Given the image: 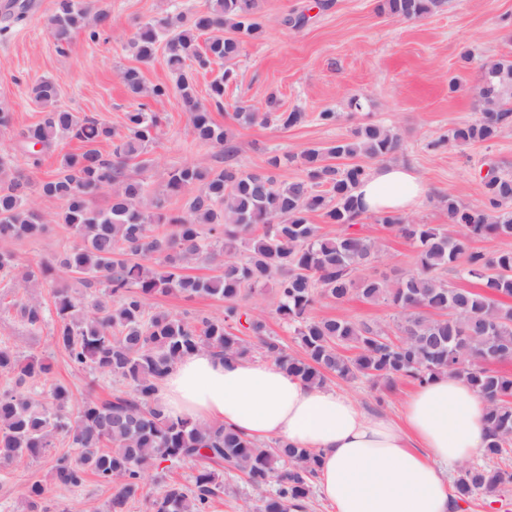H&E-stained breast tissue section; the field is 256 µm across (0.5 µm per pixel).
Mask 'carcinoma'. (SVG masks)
Segmentation results:
<instances>
[{
  "label": "carcinoma",
  "mask_w": 512,
  "mask_h": 512,
  "mask_svg": "<svg viewBox=\"0 0 512 512\" xmlns=\"http://www.w3.org/2000/svg\"><path fill=\"white\" fill-rule=\"evenodd\" d=\"M444 3L381 0L379 11L415 20ZM90 9L89 0H59L48 23L57 42L68 41L78 30L88 31L93 42L100 39L109 15L100 10L92 16ZM262 25L259 0H204L188 16L179 13L144 23L131 42L144 63L164 48L194 139L220 148L227 157L237 147L198 101L195 73L214 62L227 65L210 84V99L221 106L224 84L233 75L230 65ZM120 78L137 101L125 113L123 132L57 108L60 85L54 79L32 87V102L46 114L19 137L24 146L39 145L41 150L28 156L25 169L12 155L0 154V241L40 236L51 224H65L76 243L19 275L14 255L1 250L0 281L19 278L32 287L50 285L53 344L74 367L117 377L124 389L105 402L87 397L75 409L62 385L50 386L39 400L33 390L46 384L52 364L35 354L23 358L1 340L0 373L15 375V386L0 393V467L43 457L63 438L74 452L54 459L52 483L75 488L94 475L112 489L104 512H127L138 496L149 502L151 512H209L224 493V476L237 471L250 487L268 489L258 505L243 502L241 512L303 509L317 477L312 450L283 441L258 445L231 428L170 419L154 406L157 383L184 356L211 350L244 358L257 351L264 360L319 386L330 375L381 381L389 389L406 380L422 386L444 373L463 378L486 403L487 442L480 461L459 469L455 500L493 496L512 482V471L494 465L512 447V375L490 368L512 360V304L506 303L512 299V248L486 255L468 246L474 238L512 239V171L489 165L478 206L441 198L446 228L411 224L400 214L377 215V223L416 249L414 269L391 287L364 274L380 258V250L352 231L368 214L356 191L370 172L354 162L342 168L335 164L359 156L384 160L397 155L402 144L391 129L363 124L327 147L288 157L299 159L305 172L293 182L280 181L273 173L281 165L277 156L262 171L187 164L169 173L167 194L151 198L145 181L130 175L128 167L161 134V118L143 99L165 98L170 87L145 86L136 67L122 71ZM476 95L479 119L448 135L458 145L490 141L512 126V59L489 65ZM271 118L288 128L302 113L279 111L274 96L265 112L241 102L232 113L234 121L245 125ZM67 140L78 141L79 148L63 154L55 175L35 178L43 154ZM103 144L110 151H102ZM108 190L109 210L95 209L92 200ZM34 196L61 200L64 209L49 216L35 206ZM172 196L186 198L182 210L169 207ZM317 212L340 232H320L310 222ZM194 261L215 264L217 273L206 279L186 274ZM448 272L480 283L481 290L451 285ZM75 274L87 302L72 297L65 284ZM270 283L276 285L280 324L301 348L300 356L291 354L279 337L266 334L261 316L243 310V302L263 295ZM169 293L187 300L219 297L224 314L188 320L153 310L152 298ZM353 294L391 305L392 325L311 316L322 301L341 306ZM8 308L32 334L42 330L51 313L23 296L10 300ZM187 461L198 464L192 486L170 480L162 482L157 496L144 493L151 469ZM44 498V485L33 483L27 512H45Z\"/></svg>",
  "instance_id": "obj_1"
}]
</instances>
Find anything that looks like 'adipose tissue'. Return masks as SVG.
<instances>
[{
  "mask_svg": "<svg viewBox=\"0 0 512 512\" xmlns=\"http://www.w3.org/2000/svg\"><path fill=\"white\" fill-rule=\"evenodd\" d=\"M424 192L418 174L395 164L358 189L372 212L408 211ZM155 401L174 419L314 449L318 490L334 512H452L448 472L485 446V402L452 374L421 386L394 419L368 414L351 397L273 363L203 350L171 368Z\"/></svg>",
  "mask_w": 512,
  "mask_h": 512,
  "instance_id": "adipose-tissue-1",
  "label": "adipose tissue"
}]
</instances>
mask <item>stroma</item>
<instances>
[{"label":"stroma","instance_id":"1","mask_svg":"<svg viewBox=\"0 0 512 512\" xmlns=\"http://www.w3.org/2000/svg\"><path fill=\"white\" fill-rule=\"evenodd\" d=\"M44 2L38 14L26 15L18 23L0 13V106L13 114L11 126L0 128V153L13 152L19 132L41 120L42 111L32 102L30 90L45 78L58 81L60 108L122 127L132 100L119 81L121 71L139 67L149 86L174 83L163 55L139 62L131 46L138 25L199 8L204 0H92L93 10L109 12V30L95 43L77 32L62 45L47 29L58 0ZM315 2L261 0L263 28L235 61V78L224 87L223 109L211 112L213 122L223 126L237 146L229 162L243 170H262L276 155L282 160L279 180H297L304 171L293 154L343 138L358 125L379 123L401 139L397 163L412 167L426 185L423 198L407 213L411 222L447 224V212L440 204L444 196L479 205L480 171L491 163L512 170V127L487 143L458 146L447 137L451 129L479 118L475 93L484 65L512 59V0H446L437 12L412 21L379 13V0H327L324 9L316 8ZM301 11L310 16L305 26L284 25L286 16ZM466 51L473 60L465 66L461 55ZM453 76L461 84L455 93L448 90ZM272 94L280 111L301 113V121L283 128L232 120L237 102L262 111ZM151 109L163 113L166 123L157 143L148 149L147 167L135 161L129 167L148 183L151 193H164L171 169L190 163L221 167L228 162L218 148L194 140L189 115L178 97L152 102ZM325 111L336 114L335 124L318 121V113ZM356 230L381 248L382 256L369 268V275L393 282L412 269V246L374 217L364 218ZM74 243L67 226L55 224L43 236L6 241L0 249L13 253L24 268L52 259ZM153 303L155 310L190 317L218 316L224 310L223 300L211 296L188 301L175 293L159 294ZM313 314L387 324L395 311L385 303L354 296L341 306L322 302ZM52 331L48 324L41 333L30 334L14 311L0 308V340L8 341L19 355L48 358L53 366L50 384L66 386L77 403L90 390L98 400L111 399L120 382L73 368L53 345ZM328 385L353 398L365 412L395 419L415 389L408 381L397 383L390 392L365 381L333 378ZM50 467V457L44 456L0 468V512H25L27 490L35 482L47 487L48 512H82L86 505L101 507L109 499L110 488L92 477L78 488L53 486Z\"/></svg>","mask_w":512,"mask_h":512}]
</instances>
